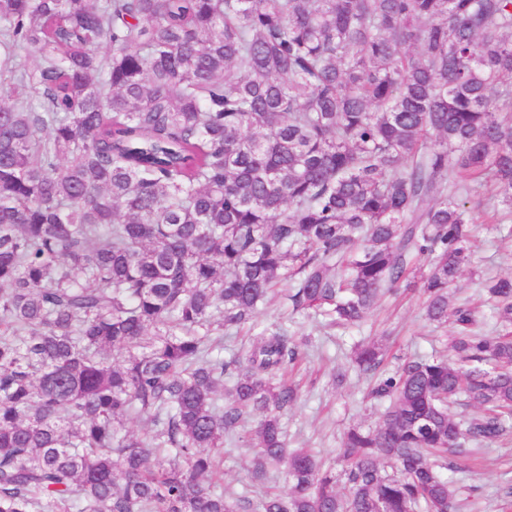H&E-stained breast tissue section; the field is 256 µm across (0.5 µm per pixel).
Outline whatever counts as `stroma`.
<instances>
[{
  "label": "stroma",
  "instance_id": "stroma-1",
  "mask_svg": "<svg viewBox=\"0 0 512 512\" xmlns=\"http://www.w3.org/2000/svg\"><path fill=\"white\" fill-rule=\"evenodd\" d=\"M476 233L472 241L473 262L451 290L454 302L478 303L481 282L490 276L512 277V220L492 224L485 211L474 213ZM280 327L289 335L309 338L310 355L291 369L284 380L299 386L300 398L289 411L285 425L288 443L293 448H309L339 466L344 433L353 426H374L378 410L367 400V378L349 368V355L355 345L380 340L389 347L385 372H393L406 355H428L444 348L451 334L447 325L429 322L423 313L422 299L416 291L400 290L386 295L373 315L361 326L324 330L307 315L291 313L284 298H276L261 310L239 336L225 339V351L239 348L265 330ZM345 372L342 385L333 376ZM254 455L250 447L224 450V484L248 497H256L249 469ZM447 476L468 502L467 512H506L495 491L512 479V436L502 443L465 458L448 461Z\"/></svg>",
  "mask_w": 512,
  "mask_h": 512
}]
</instances>
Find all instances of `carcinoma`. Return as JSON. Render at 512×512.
Wrapping results in <instances>:
<instances>
[{
  "label": "carcinoma",
  "instance_id": "1",
  "mask_svg": "<svg viewBox=\"0 0 512 512\" xmlns=\"http://www.w3.org/2000/svg\"><path fill=\"white\" fill-rule=\"evenodd\" d=\"M0 78V512L460 509L438 467L512 429V278L491 336L450 297L474 209L512 215V0H0ZM284 282L326 327L402 285L453 327L340 474L288 447L309 339L224 357ZM254 451V447H224V488L232 487L253 501L258 491L249 474Z\"/></svg>",
  "mask_w": 512,
  "mask_h": 512
}]
</instances>
